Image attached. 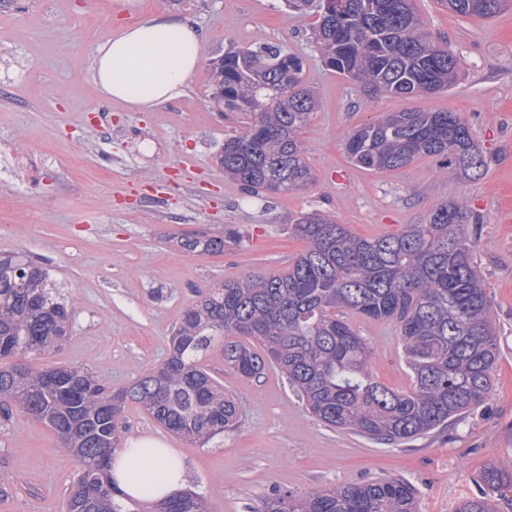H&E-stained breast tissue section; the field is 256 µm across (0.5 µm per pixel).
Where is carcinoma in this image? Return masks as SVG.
I'll return each mask as SVG.
<instances>
[{"label": "carcinoma", "mask_w": 512, "mask_h": 512, "mask_svg": "<svg viewBox=\"0 0 512 512\" xmlns=\"http://www.w3.org/2000/svg\"><path fill=\"white\" fill-rule=\"evenodd\" d=\"M512 0H438L446 11L489 19ZM292 12L319 15L313 38L321 62L371 94L427 97L452 88L460 57L427 33L415 0H284ZM212 111L238 126L224 139V175L266 198L313 184L302 133L318 108L302 57L284 46L230 48L213 63ZM357 167L394 172L422 156L451 175H480L484 156L455 112H389L347 136ZM480 217L464 200L438 204L422 224L372 238L353 234L320 211L295 216L288 233L306 248L276 275H253L198 292L171 336L168 357L116 390L85 368H42L34 354L62 347L74 298L50 270L0 253V406L47 424L78 466L66 512H143L111 486L112 453L133 401L169 432L205 446L241 416V405L201 363L224 344L225 366L244 379L275 366L314 418L383 445L445 428L489 397L499 360L495 318L474 254ZM229 229L180 240L198 256L224 252ZM395 328L412 377L408 391L381 384L369 370L373 348L346 313ZM487 492L455 512H494L491 498L512 493V469L482 475ZM150 512H208L193 490ZM260 512H416V491L398 477L315 489L277 491Z\"/></svg>", "instance_id": "1"}]
</instances>
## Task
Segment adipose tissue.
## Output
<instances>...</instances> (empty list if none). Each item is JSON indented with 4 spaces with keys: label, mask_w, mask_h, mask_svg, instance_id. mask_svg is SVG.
<instances>
[{
    "label": "adipose tissue",
    "mask_w": 512,
    "mask_h": 512,
    "mask_svg": "<svg viewBox=\"0 0 512 512\" xmlns=\"http://www.w3.org/2000/svg\"><path fill=\"white\" fill-rule=\"evenodd\" d=\"M203 33L188 20L158 15L114 32L97 45L92 77L100 93L138 110L183 95L201 60ZM111 482L125 497L154 504L187 487L186 465L154 438L128 440L111 461Z\"/></svg>",
    "instance_id": "1"
}]
</instances>
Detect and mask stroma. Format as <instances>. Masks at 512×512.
Here are the masks:
<instances>
[{
    "mask_svg": "<svg viewBox=\"0 0 512 512\" xmlns=\"http://www.w3.org/2000/svg\"><path fill=\"white\" fill-rule=\"evenodd\" d=\"M434 40L463 61L458 83L425 98L368 95L326 69L311 44L317 14L283 0H11L0 9V252L46 263L77 301L70 336L37 365H77L112 387L159 365L196 291L248 273H277L303 252L291 218L315 209L360 237L422 223L451 199L483 220L476 261L494 312L500 358L485 404L448 428L397 446L326 427L309 414L284 374L245 380L224 367L221 345L208 370L242 404L237 428L196 447L169 433L137 403L123 414L127 437L161 439L184 459L189 489L210 512H258L276 491L400 477L416 490V512H454L481 496L483 469L512 466V7L491 19L461 17L437 0H416ZM189 20L204 34L199 67L183 96L150 112L99 94L97 44L154 13ZM283 44L306 61L320 108L303 134L316 173L308 189L252 197L225 179L216 157L227 129L208 109L213 63L232 46ZM406 109L458 113L485 157L481 176L445 175L435 157L391 173L348 159L356 126ZM239 230L205 257L183 237ZM373 347V377L411 386L393 327L352 315ZM77 466L58 436L21 411L0 415V512H63Z\"/></svg>",
    "mask_w": 512,
    "mask_h": 512,
    "instance_id": "35a3bbf8",
    "label": "stroma"
}]
</instances>
